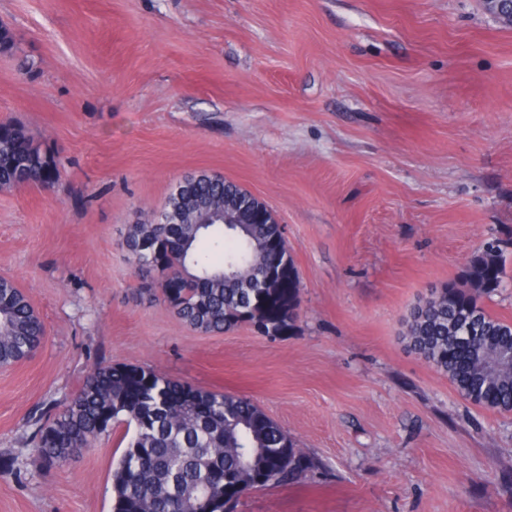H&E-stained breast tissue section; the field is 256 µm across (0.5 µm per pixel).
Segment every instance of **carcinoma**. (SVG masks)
<instances>
[{"label":"carcinoma","mask_w":512,"mask_h":512,"mask_svg":"<svg viewBox=\"0 0 512 512\" xmlns=\"http://www.w3.org/2000/svg\"><path fill=\"white\" fill-rule=\"evenodd\" d=\"M0 189L54 188L55 154L24 127L0 123ZM250 192L222 176H190L172 190L166 208L180 224L137 221L123 244L161 300L187 326L222 333L241 325L269 335L293 330L301 282L288 245L277 253L264 243L279 224H205L224 205L248 204ZM482 248L461 282L433 289L413 308L404 339L448 375L467 400L512 412V323L492 317L482 298L507 276L504 247ZM288 269L285 286L264 287L273 267ZM45 327L27 296L0 279V363L14 365L43 343ZM501 357L496 366L487 351ZM122 429L123 446L112 473V512H235L240 494L295 482L320 469L275 421L246 397L184 384L132 365L100 364L62 408L36 422L35 448L43 463L62 466L94 442Z\"/></svg>","instance_id":"1"}]
</instances>
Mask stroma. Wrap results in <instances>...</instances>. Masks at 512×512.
Listing matches in <instances>:
<instances>
[{"mask_svg":"<svg viewBox=\"0 0 512 512\" xmlns=\"http://www.w3.org/2000/svg\"><path fill=\"white\" fill-rule=\"evenodd\" d=\"M0 26V122L61 172L0 191V277L46 329L0 368V512H111L118 435L48 467L26 426L100 362L249 398L321 461L236 512H512V412L403 339L512 237V24L483 0H0ZM201 171L282 225L291 334L201 333L140 294L126 226Z\"/></svg>","mask_w":512,"mask_h":512,"instance_id":"35a3bbf8","label":"stroma"}]
</instances>
